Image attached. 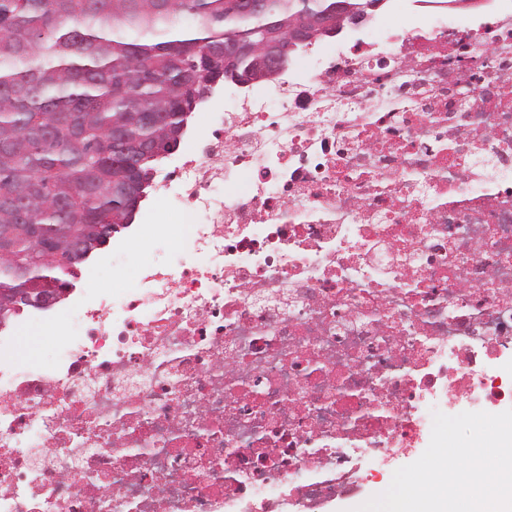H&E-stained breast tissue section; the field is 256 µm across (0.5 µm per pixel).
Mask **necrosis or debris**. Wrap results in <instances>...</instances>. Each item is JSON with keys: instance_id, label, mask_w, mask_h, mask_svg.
I'll return each instance as SVG.
<instances>
[{"instance_id": "4bbe7bcc", "label": "necrosis or debris", "mask_w": 512, "mask_h": 512, "mask_svg": "<svg viewBox=\"0 0 512 512\" xmlns=\"http://www.w3.org/2000/svg\"><path fill=\"white\" fill-rule=\"evenodd\" d=\"M484 2L225 85L53 315L0 321V512H316L432 410L512 405V0ZM134 243L163 260L128 274Z\"/></svg>"}]
</instances>
